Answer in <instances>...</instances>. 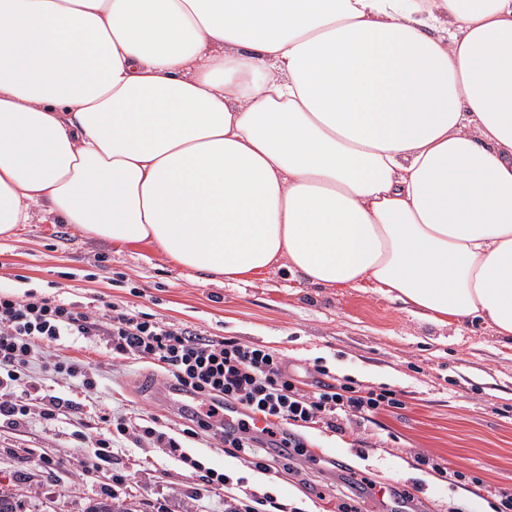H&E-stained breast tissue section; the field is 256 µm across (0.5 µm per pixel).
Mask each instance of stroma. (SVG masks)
Listing matches in <instances>:
<instances>
[{"mask_svg": "<svg viewBox=\"0 0 512 512\" xmlns=\"http://www.w3.org/2000/svg\"><path fill=\"white\" fill-rule=\"evenodd\" d=\"M1 286L91 308L123 302L214 339L265 346L303 390L321 368L394 390L401 407L345 434L300 428L315 457L298 461L294 474L276 463L254 471L207 433L186 440L193 458L274 492L292 512H334L344 495L357 512H398L393 499L370 493L372 483L407 495L410 512H494L499 490L512 491V340L479 319L440 325L374 285L319 286L280 267L240 281L197 280L151 244L112 243L37 215L0 238ZM68 354L87 361L94 385L52 371L46 345L35 347L27 373L40 397L21 424L0 420V492L14 493L22 512H86L127 474L133 486L120 499L134 512H224L223 493L201 491L195 470L141 436L151 426L178 438L190 426L161 369L148 358L113 357L105 336ZM53 396L80 402L81 418L52 411ZM104 414L129 419L130 433L109 463L79 474L106 433ZM45 458L58 467L43 468ZM435 462L455 478L432 470Z\"/></svg>", "mask_w": 512, "mask_h": 512, "instance_id": "stroma-1", "label": "stroma"}]
</instances>
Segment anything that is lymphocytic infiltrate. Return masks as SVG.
Wrapping results in <instances>:
<instances>
[{"instance_id":"1","label":"lymphocytic infiltrate","mask_w":512,"mask_h":512,"mask_svg":"<svg viewBox=\"0 0 512 512\" xmlns=\"http://www.w3.org/2000/svg\"><path fill=\"white\" fill-rule=\"evenodd\" d=\"M100 334L110 337L116 357L156 361L177 394L199 400L191 421L219 435L225 447L248 454L261 473L268 469L267 458L288 464L308 454L294 427L321 423L341 432L400 405L394 391L358 388L346 378L318 383L316 391L304 393L283 358L266 347L234 338L216 341L120 303L104 302L94 314L77 303L28 291L21 296L0 292V418L17 424L27 415V398L36 384L23 366L36 343ZM258 415L266 421L264 428L254 423ZM143 434L200 471L205 490L232 484L226 472L203 468L175 437L151 427Z\"/></svg>"}]
</instances>
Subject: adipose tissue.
Listing matches in <instances>:
<instances>
[{
  "label": "adipose tissue",
  "mask_w": 512,
  "mask_h": 512,
  "mask_svg": "<svg viewBox=\"0 0 512 512\" xmlns=\"http://www.w3.org/2000/svg\"><path fill=\"white\" fill-rule=\"evenodd\" d=\"M35 204L511 336L512 0H0V238Z\"/></svg>",
  "instance_id": "1"
}]
</instances>
